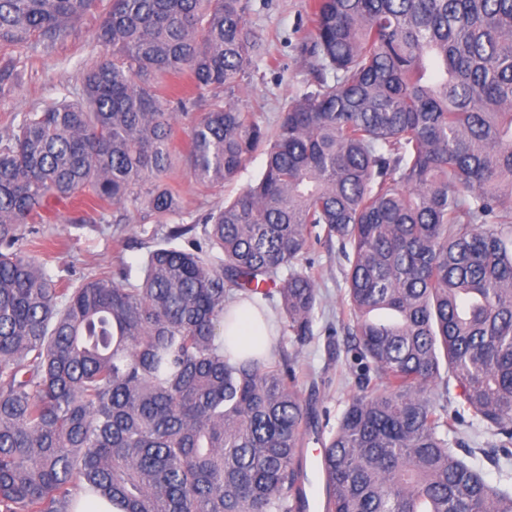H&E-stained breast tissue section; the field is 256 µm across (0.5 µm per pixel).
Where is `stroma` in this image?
I'll return each mask as SVG.
<instances>
[{"label": "stroma", "mask_w": 512, "mask_h": 512, "mask_svg": "<svg viewBox=\"0 0 512 512\" xmlns=\"http://www.w3.org/2000/svg\"><path fill=\"white\" fill-rule=\"evenodd\" d=\"M107 6V0H99L96 13L86 16L66 41L47 50L39 47L30 51L24 65L14 70L11 81L0 86V134L10 129L18 113L58 97L63 88L78 86L85 69L102 60L103 53L93 46L91 34ZM307 12L308 0H249L247 25L261 39L264 51L250 69L244 100L258 121L270 130L283 108L303 92L313 77L315 60L301 50L310 36ZM171 149L178 163L168 182L178 191L181 201L180 211L170 218L174 224L198 223L206 213L223 205L225 199L255 182L266 163L264 154L254 153L233 181L212 189L195 183L186 171L189 135L185 125L176 126ZM87 210V205L76 201H53L45 210L47 222L35 251L48 256L51 272L60 278L110 273L123 262L137 265L165 230L145 209L132 205L121 211L119 228L78 225V218ZM313 259L325 312L316 317L313 337L306 344L278 333L268 359L277 362L286 354L296 356L303 395H317L321 419L333 427L355 390L352 338L344 327L348 318L343 303L345 262L337 250L322 246L316 249ZM448 440L458 454H469L471 463L488 483L512 484V461L495 463L483 454L488 436L481 429L463 424L449 432Z\"/></svg>", "instance_id": "35a3bbf8"}]
</instances>
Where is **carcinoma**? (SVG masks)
<instances>
[{"label": "carcinoma", "mask_w": 512, "mask_h": 512, "mask_svg": "<svg viewBox=\"0 0 512 512\" xmlns=\"http://www.w3.org/2000/svg\"><path fill=\"white\" fill-rule=\"evenodd\" d=\"M97 0H0V52L69 38ZM248 0H111L106 59L0 135V512H303L316 428L295 362L237 360L224 306L261 299L313 337L314 244L348 263L356 393L322 443L325 512H512L448 442L468 421L512 455V0H312V87L264 128L239 99L262 44ZM190 177L253 185L166 227L136 267L66 288L31 250L47 201L178 213ZM32 228L27 229L25 225ZM457 405L448 415V394ZM188 122L181 120L175 127L171 150L178 158L174 171L168 178L169 184L179 192L181 210L167 218L168 224H196L217 206L224 205V199L232 198L250 183H254L265 168L264 154L254 153L238 176L222 187L206 188L195 183L187 174L185 161L189 150ZM73 512H124L122 507L107 499L92 494L79 496L74 504Z\"/></svg>", "instance_id": "1"}]
</instances>
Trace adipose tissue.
I'll list each match as a JSON object with an SVG mask.
<instances>
[{
    "mask_svg": "<svg viewBox=\"0 0 512 512\" xmlns=\"http://www.w3.org/2000/svg\"><path fill=\"white\" fill-rule=\"evenodd\" d=\"M219 334L226 349L236 357L267 355L273 344V325L268 312L241 299L224 312Z\"/></svg>",
    "mask_w": 512,
    "mask_h": 512,
    "instance_id": "ef3b65f1",
    "label": "adipose tissue"
}]
</instances>
